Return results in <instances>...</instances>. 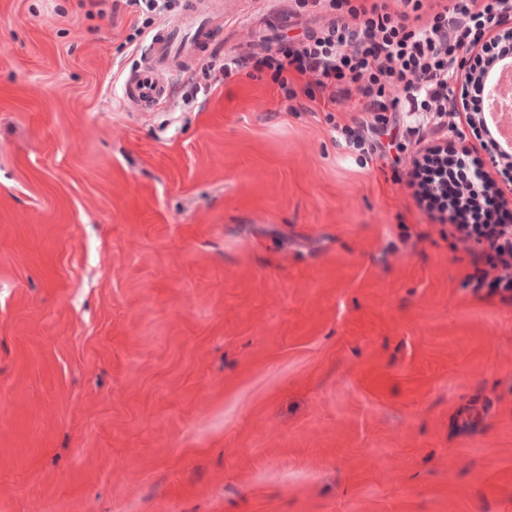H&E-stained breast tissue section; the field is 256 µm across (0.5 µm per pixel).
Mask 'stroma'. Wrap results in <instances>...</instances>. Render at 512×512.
Here are the masks:
<instances>
[{
	"mask_svg": "<svg viewBox=\"0 0 512 512\" xmlns=\"http://www.w3.org/2000/svg\"><path fill=\"white\" fill-rule=\"evenodd\" d=\"M222 3L139 112L124 0H0V512H512V292L403 122L223 77L329 15Z\"/></svg>",
	"mask_w": 512,
	"mask_h": 512,
	"instance_id": "stroma-1",
	"label": "stroma"
}]
</instances>
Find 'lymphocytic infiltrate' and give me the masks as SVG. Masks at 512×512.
I'll return each mask as SVG.
<instances>
[{"label": "lymphocytic infiltrate", "instance_id": "obj_1", "mask_svg": "<svg viewBox=\"0 0 512 512\" xmlns=\"http://www.w3.org/2000/svg\"><path fill=\"white\" fill-rule=\"evenodd\" d=\"M330 23L305 42L225 57V76L271 72L280 89L296 82L315 89L323 105L352 102L368 115L391 112L411 132L429 113L445 114L454 95L448 59L460 46L480 45L473 72L487 74L512 45L488 38L500 19L512 16V0H311ZM413 183L420 207L450 222L459 241L480 248L488 268L477 287L512 289V224L500 219L504 198L482 186L476 204L465 199L472 171L441 146L415 158Z\"/></svg>", "mask_w": 512, "mask_h": 512}]
</instances>
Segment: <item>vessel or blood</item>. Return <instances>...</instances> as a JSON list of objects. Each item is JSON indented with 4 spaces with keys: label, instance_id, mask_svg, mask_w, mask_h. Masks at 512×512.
Wrapping results in <instances>:
<instances>
[{
    "label": "vessel or blood",
    "instance_id": "vessel-or-blood-1",
    "mask_svg": "<svg viewBox=\"0 0 512 512\" xmlns=\"http://www.w3.org/2000/svg\"><path fill=\"white\" fill-rule=\"evenodd\" d=\"M224 29L222 14L189 5L181 17L163 24L141 54L138 67L125 82L123 94L140 111H151L169 94V75L178 60H190Z\"/></svg>",
    "mask_w": 512,
    "mask_h": 512
}]
</instances>
